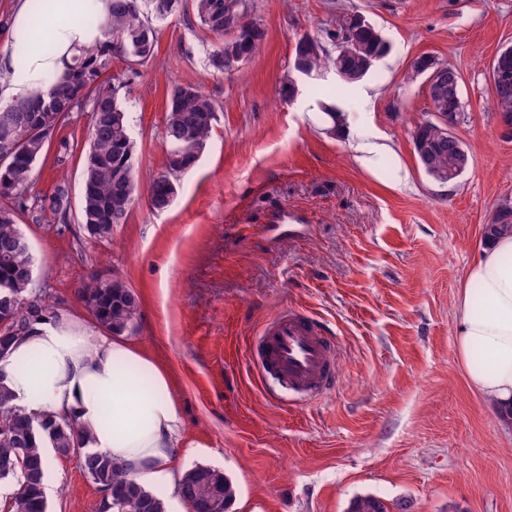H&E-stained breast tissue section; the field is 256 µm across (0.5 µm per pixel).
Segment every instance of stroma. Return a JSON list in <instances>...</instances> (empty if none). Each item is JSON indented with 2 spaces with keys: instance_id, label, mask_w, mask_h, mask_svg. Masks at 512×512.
Here are the masks:
<instances>
[{
  "instance_id": "35a3bbf8",
  "label": "stroma",
  "mask_w": 512,
  "mask_h": 512,
  "mask_svg": "<svg viewBox=\"0 0 512 512\" xmlns=\"http://www.w3.org/2000/svg\"><path fill=\"white\" fill-rule=\"evenodd\" d=\"M267 31L252 60L206 67L217 42L191 5L159 25L140 77H111L125 97L144 176L163 171L165 92L191 83L217 122L171 207L139 193L111 242L75 240V225L18 223L35 278L56 310L83 312L73 288L89 272L119 276L140 296L128 339L172 375L197 465L231 480L238 512H347L375 495L391 512H512V421L467 384L455 347L465 272L482 226L512 201V141L495 132L489 64L512 45V0H250ZM361 13L391 45L372 75L337 99L347 128L301 90L281 98L296 41L324 36L336 12ZM422 54L456 67L466 119L456 134L471 164L442 184L420 168L412 131L430 117ZM89 117L57 130L32 172L34 192L67 180L81 192ZM334 337L335 381L302 396L258 379L251 350L282 309ZM49 512H99L102 494L77 460L53 459Z\"/></svg>"
}]
</instances>
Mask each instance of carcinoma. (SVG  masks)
<instances>
[{
    "mask_svg": "<svg viewBox=\"0 0 512 512\" xmlns=\"http://www.w3.org/2000/svg\"><path fill=\"white\" fill-rule=\"evenodd\" d=\"M183 0H107L106 18L91 14L81 24L99 33L95 46L81 51L61 78L48 72L45 92L0 106V359L11 342L30 335L35 326L54 313L49 296L35 287V256L18 224L19 212L30 210L35 220L66 223L69 191L58 183L45 196H29L31 173L44 155L54 131L70 123L74 113L90 107L88 148L81 176V201L76 223L97 241L112 238L114 227L126 223L138 190L136 142L129 112L116 88L107 82L112 61L121 58L131 70L147 66L155 57L156 24L179 11ZM200 25L218 38L208 56V66L227 73L239 59L251 60L265 40L266 31L250 15L249 0H192ZM357 46L355 54L341 56L343 43ZM389 51L378 32L353 24L349 11L336 15L327 39L304 35L293 56H304L307 69L320 74L343 68L342 82L356 85ZM217 106L193 84L173 83L166 90L164 136L169 144L164 171L148 185L150 207L167 210L177 194L178 178L192 169L214 129ZM412 136L434 147L425 173L440 183L459 178L455 145L440 141L431 120L418 123ZM494 210L483 225L484 242L512 235V220ZM77 301L95 324L114 334L131 329L140 309V296L121 278L100 280L88 275L74 288ZM89 438L74 420L47 413L27 414L12 403L8 389L0 386V481L15 480L17 492L0 505L3 512H48L44 483L50 448L60 458L80 449V468L95 478L94 484L112 485V497L103 499L100 512H168L164 499L136 480L112 458L87 448ZM179 494L194 512H227L234 497L232 482L224 472L195 466L183 474ZM348 512H390L388 504L372 495L355 498Z\"/></svg>",
    "mask_w": 512,
    "mask_h": 512,
    "instance_id": "obj_1",
    "label": "carcinoma"
}]
</instances>
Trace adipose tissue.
<instances>
[{
	"label": "adipose tissue",
	"mask_w": 512,
	"mask_h": 512,
	"mask_svg": "<svg viewBox=\"0 0 512 512\" xmlns=\"http://www.w3.org/2000/svg\"><path fill=\"white\" fill-rule=\"evenodd\" d=\"M55 3L67 25L33 13L32 0H14L10 33L27 40L29 49L0 52L1 104L42 89L45 71L64 75L76 48L93 44L80 19L102 9L104 0ZM43 34L52 37L53 53L40 51ZM466 280L457 305V355L469 387L505 414L512 411V236L486 247ZM29 358L34 366L20 371ZM0 385L31 415L50 412L77 421L92 450L128 465L138 481L173 486V461L186 445L180 408L167 370L138 344L119 334L92 333L72 314L58 312L13 342L0 359Z\"/></svg>",
	"instance_id": "adipose-tissue-1"
}]
</instances>
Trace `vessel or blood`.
Masks as SVG:
<instances>
[{"label": "vessel or blood", "instance_id": "1", "mask_svg": "<svg viewBox=\"0 0 512 512\" xmlns=\"http://www.w3.org/2000/svg\"><path fill=\"white\" fill-rule=\"evenodd\" d=\"M331 343L315 319L285 310L260 330L252 362L288 389L310 393L333 377Z\"/></svg>", "mask_w": 512, "mask_h": 512}]
</instances>
